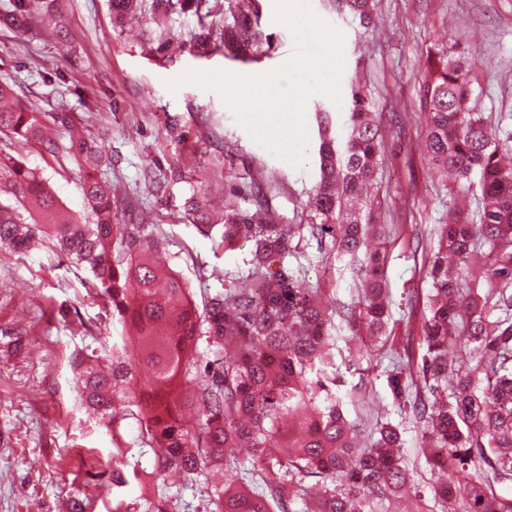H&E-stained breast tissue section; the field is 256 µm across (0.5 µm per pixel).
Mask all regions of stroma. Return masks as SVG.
<instances>
[{
  "label": "stroma",
  "instance_id": "obj_1",
  "mask_svg": "<svg viewBox=\"0 0 512 512\" xmlns=\"http://www.w3.org/2000/svg\"><path fill=\"white\" fill-rule=\"evenodd\" d=\"M310 5L344 34L342 86L357 77L374 91L384 132L374 193L393 227L387 241L392 336L385 351H369L357 371L348 368L346 349L338 348L336 366L352 395L351 415L400 424L413 469L409 492L427 497L438 475L425 468L417 421L399 411L389 385L394 361L417 360L424 352L429 282L415 239L429 237L448 206L443 180L421 148L419 85L428 51L456 38L478 111L512 121V0H377L379 20L368 30L338 16L327 0ZM50 8L64 25L58 35L39 24L24 34L0 27V78L40 111L83 119L90 141L112 159L104 176L116 193L120 221L132 216L159 226L166 258L186 279L196 305L228 284L251 287L249 242L218 250L219 232H201L186 212L187 200L204 198L220 214L228 200L250 210L263 195L279 223L301 224L318 179L317 158L294 168L255 143L217 94L193 84L172 92L165 82L188 69L250 75L284 63L294 52L293 36L275 22L273 0H262L261 16L272 46L249 64L218 52L195 55L197 23L189 14L161 25L147 18L119 25L108 0H52ZM0 153L25 157L68 211L90 221L75 164H59L17 138L0 139ZM288 266L338 302H350L352 292L329 253L311 244ZM90 279L52 243L24 254L0 246V512H74L78 503L84 512H112L117 450L132 445L139 428L132 419L112 427L90 415L74 383L76 354L107 351L122 333Z\"/></svg>",
  "mask_w": 512,
  "mask_h": 512
}]
</instances>
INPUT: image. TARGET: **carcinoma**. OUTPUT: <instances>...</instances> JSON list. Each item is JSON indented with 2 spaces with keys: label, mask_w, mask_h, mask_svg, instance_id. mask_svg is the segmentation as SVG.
I'll return each instance as SVG.
<instances>
[{
  "label": "carcinoma",
  "mask_w": 512,
  "mask_h": 512,
  "mask_svg": "<svg viewBox=\"0 0 512 512\" xmlns=\"http://www.w3.org/2000/svg\"><path fill=\"white\" fill-rule=\"evenodd\" d=\"M261 0H227L224 27L214 32L212 0H152L164 15L197 18L196 47L243 63L265 54L269 41L260 24ZM337 14L367 28L372 0H332ZM112 15L133 17L146 0H110ZM43 0H13L0 12V26L27 27L42 16ZM428 123L424 139L431 167L451 173L444 188L449 204L437 228L436 249L427 256L430 280L421 362L390 376L394 396L421 382L426 394L412 402L421 436L432 439L425 464L448 479L410 509L400 490L409 483L400 425L371 427L349 418L343 381L328 376L336 348L334 319L351 337L379 343L386 334L391 301L383 276L386 252H369L366 237L386 238L374 198L357 210L354 196L373 188L383 135L371 110L367 83L350 82L344 111L315 113L319 181L310 214L299 225L318 247L336 253L339 277L351 282L358 299L336 303L326 291L292 275L288 257L298 252L267 205L251 213L224 204L218 246L251 243L248 276L255 288H234L205 298L203 311L172 269L155 263L162 244L152 224H117L112 185L99 173L105 156L83 138L68 145L46 136L56 126L76 125L72 112H38L0 79V135L19 137L52 157L63 155L85 170L83 192L93 221L81 223L58 205L49 182L13 156L0 157V245L24 253L40 237L56 242L88 269L92 286L120 319L136 328V345L112 342L107 370L99 357L78 356V381L86 402L101 420L124 418L140 424L136 448L123 453V466L139 479L141 458L154 459L152 474L186 476L217 470L224 484L211 488L206 512H512V498L496 486L512 481V130L475 111L465 56L446 46L428 57L420 86ZM479 189V222L470 221L465 199ZM198 227L207 223L206 204H190ZM463 336L458 366L448 368V341ZM147 374L136 395L134 372ZM256 449L250 459L234 449ZM469 480L459 485L453 473ZM142 512H180L179 497L165 486Z\"/></svg>",
  "instance_id": "cac0c4a2"
}]
</instances>
